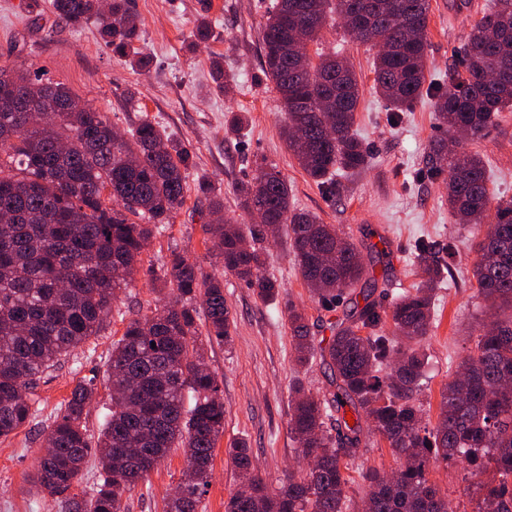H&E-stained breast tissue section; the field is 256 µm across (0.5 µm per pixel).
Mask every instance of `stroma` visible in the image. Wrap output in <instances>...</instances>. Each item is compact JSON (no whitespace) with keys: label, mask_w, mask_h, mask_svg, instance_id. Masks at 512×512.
Returning <instances> with one entry per match:
<instances>
[{"label":"stroma","mask_w":512,"mask_h":512,"mask_svg":"<svg viewBox=\"0 0 512 512\" xmlns=\"http://www.w3.org/2000/svg\"><path fill=\"white\" fill-rule=\"evenodd\" d=\"M271 0H133L142 28L140 52L150 59L141 71L113 57L95 24L75 28L55 16L50 0H0V62L65 84L84 104L106 113L120 132L151 119L180 139L194 155L186 173L185 201L170 224L149 242L143 263L165 259L171 250L185 252L204 272L224 282L231 309V344L204 346L209 369L218 377L224 398V432L213 452L210 483L199 512H224L238 481L226 450L246 441L252 460L269 481L277 482L302 463L289 430V409L296 383L317 394L329 387V372L320 359L305 368L294 360L288 318L277 303H264L236 276L224 271L208 250L198 187L210 183L224 201V216L238 225L253 223L239 209L236 187L250 180L253 162L266 158L285 177L295 210L317 215L323 223L359 248L374 268L377 289H412L420 281L414 250L422 241L453 240L456 262L451 277L434 296V325L423 348L428 356L419 395L422 419L436 424L442 388L468 354V334L489 319L472 285L477 230L457 224L448 210L445 178L423 177L422 159L431 141L441 137L430 98L420 97L397 112L373 85L374 49L350 41L341 24L323 31L320 51L341 54L356 71L362 94L355 130L369 147L371 166L349 179L347 192L331 197L314 183L293 158L282 136L285 122L278 95L261 72V23ZM490 0H431L428 26L427 79L437 82L458 59L460 48ZM206 16L213 29L209 42L194 44L190 31ZM221 59L233 81L221 91L211 78L214 59ZM244 112L248 124L231 133L232 115ZM464 150L479 153L495 197L512 198V112ZM386 239L389 252L369 247ZM265 272L274 276L284 296L307 317L313 336L329 337V313L312 298L288 246L279 235L266 246ZM167 299L166 290L143 273L133 276L112 308L110 324L73 356L44 374L33 391L36 423L0 441V512H62L60 499L41 493L33 483L43 453V429L69 397L77 382L97 377L98 390L87 408L86 425L97 434L111 404L104 381L112 344L129 319L150 314ZM186 468L176 449L150 474V481L126 493L125 512H165L168 496ZM429 479L448 493L450 512H472L464 470L459 465L430 466Z\"/></svg>","instance_id":"obj_1"}]
</instances>
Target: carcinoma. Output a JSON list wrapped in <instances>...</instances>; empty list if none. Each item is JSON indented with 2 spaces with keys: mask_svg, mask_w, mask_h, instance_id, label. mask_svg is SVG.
<instances>
[{
  "mask_svg": "<svg viewBox=\"0 0 512 512\" xmlns=\"http://www.w3.org/2000/svg\"><path fill=\"white\" fill-rule=\"evenodd\" d=\"M350 2L274 0L262 24V74L288 115L282 135L306 174L331 196L372 163L353 130L359 83L343 60L319 51L311 58L297 42L316 43L329 22L343 20L353 41L377 48L374 86L398 111L424 94L426 82L430 0H366L359 22L350 17ZM52 7L72 26L96 21L112 55L136 53L140 27L129 0H52ZM192 37L211 39L206 17L195 20ZM13 90L48 111L0 107V170L9 171L0 176L1 440L35 421L31 395L41 377L105 329L117 291L128 286L147 242L182 205L185 172L193 165L191 151L152 121L126 136L64 84L0 63V99ZM430 96L439 126L465 140L485 137L512 111V0H492L468 34L460 62L430 86ZM424 163L428 176H446L455 219L485 227L472 269L478 297L492 310H512V198L492 203L483 159L448 150L445 138L434 142ZM254 164L256 174L238 184L236 195L243 211L262 213L261 222L224 224L215 219L224 203L208 202L203 231L224 270L260 301L276 298L277 280L263 273L264 244L286 224L299 273L321 309L332 313L347 298L351 307L329 323L331 336L318 347L303 313L285 305L297 363L318 355L332 375L330 390L320 396L294 389L290 433L311 466L288 472L273 487L246 443L235 444L228 456L247 491L232 495L225 512H348L350 466L373 433L400 466L390 476L361 472L362 512H448V500L427 477L432 461L464 463L465 481L479 494L474 512H512V315L494 317L472 336L469 355L441 392L438 421L427 428L419 402L422 342L431 332L432 292L443 273L452 272L455 245L418 244L420 286L392 293L387 303L367 289L359 301L355 287L375 277L357 246L336 226L291 209L276 165ZM492 205L495 222L485 226ZM145 275L173 298L130 319L112 343L105 374L112 407L100 432L94 437L85 425L94 376L74 386L46 426L54 452L40 459L34 482L63 498L66 512H122L123 494L148 483L173 448L184 449L188 465L167 512H198L209 485L224 401L203 361L198 321L207 339L229 341L224 283L176 250ZM349 412L353 424L345 418ZM92 455L101 466L95 489L87 498L69 494Z\"/></svg>",
  "mask_w": 512,
  "mask_h": 512,
  "instance_id": "obj_1",
  "label": "carcinoma"
}]
</instances>
